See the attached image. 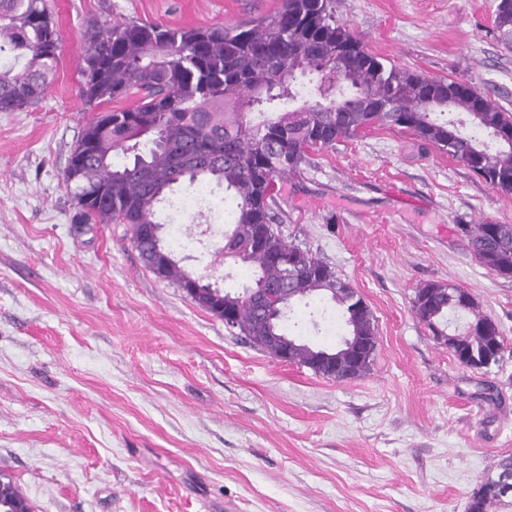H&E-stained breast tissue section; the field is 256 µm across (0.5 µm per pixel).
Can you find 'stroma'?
I'll return each instance as SVG.
<instances>
[{
	"instance_id": "35a3bbf8",
	"label": "stroma",
	"mask_w": 512,
	"mask_h": 512,
	"mask_svg": "<svg viewBox=\"0 0 512 512\" xmlns=\"http://www.w3.org/2000/svg\"><path fill=\"white\" fill-rule=\"evenodd\" d=\"M278 0H47L62 34L42 101L0 112V478L34 512H466L512 454V279L479 266L456 231L512 221L498 191L410 133L370 130L312 153L281 188L284 235L326 260L378 329L364 375L336 382L250 347L144 268L123 224H86L63 177L94 113L79 90L88 22L221 26ZM377 56L484 89L512 111V51L495 0H333ZM162 203L181 266L229 291L250 283L224 259L230 194L208 186ZM454 284L498 325L505 352L461 365L412 309L417 287ZM295 334L345 333L314 296ZM496 404L480 400L484 383Z\"/></svg>"
}]
</instances>
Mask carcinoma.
<instances>
[{
  "label": "carcinoma",
  "mask_w": 512,
  "mask_h": 512,
  "mask_svg": "<svg viewBox=\"0 0 512 512\" xmlns=\"http://www.w3.org/2000/svg\"><path fill=\"white\" fill-rule=\"evenodd\" d=\"M494 30L512 49V0H496ZM81 57V97L102 104L133 98L128 108L95 114L76 141L64 183L84 218L126 224L145 266L182 288L197 280L174 259L157 221L158 205L181 187L212 181L232 194L224 257L241 263L254 286L232 295L205 284L189 299L206 311L221 295L234 308L238 335L256 350L267 318L325 290L347 331L377 346L374 316L329 263L283 235L280 185L300 176L309 154L370 129L403 130L445 151L492 187L512 193V113L480 88L434 78L370 53L331 0H280L268 16L224 26L170 28L148 21H92ZM61 34L46 0H0V112L37 105L55 79ZM478 265L512 278V223L457 225ZM415 315L433 336L448 315L474 319L452 334L457 361L489 370L502 359L495 321L476 312L465 290L429 282L415 290ZM329 352L304 341L292 362L330 380L365 374L315 364ZM473 493L485 510L512 512V494L493 488L512 474V455ZM0 512L32 506L10 480L0 483Z\"/></svg>",
  "instance_id": "obj_1"
}]
</instances>
